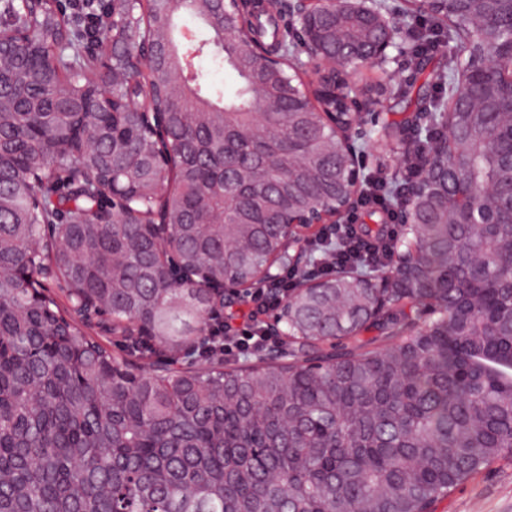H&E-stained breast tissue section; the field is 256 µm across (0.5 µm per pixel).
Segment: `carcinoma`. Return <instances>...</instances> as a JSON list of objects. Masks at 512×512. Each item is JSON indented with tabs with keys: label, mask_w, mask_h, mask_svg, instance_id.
I'll return each mask as SVG.
<instances>
[{
	"label": "carcinoma",
	"mask_w": 512,
	"mask_h": 512,
	"mask_svg": "<svg viewBox=\"0 0 512 512\" xmlns=\"http://www.w3.org/2000/svg\"><path fill=\"white\" fill-rule=\"evenodd\" d=\"M405 3L392 26L404 40L427 38L410 27L426 17L453 49L479 41L448 0ZM118 8L125 21L98 39L97 69L55 0L29 12L0 0V67L49 76L0 91V512H432L512 457L508 146L489 151L478 135L468 154L448 150L457 102L474 92L452 53L432 69L444 92L384 128L405 157L424 152L422 179L385 178L402 241L374 274L348 267L293 299L288 361L151 371L66 315L50 291L60 280L76 307L106 301L107 330L131 356L176 355L203 334L197 272L248 283L289 218L348 199L350 156L316 113L352 120L323 89L365 95L355 55L381 36L349 14L321 21L316 51L330 66L318 71L288 0ZM181 11L207 33L186 41ZM21 30L31 37L17 53ZM338 45L350 50L339 63ZM190 50L232 83L188 67ZM459 172L505 203L487 223L448 222L441 198ZM159 196L179 279L149 242Z\"/></svg>",
	"instance_id": "carcinoma-1"
}]
</instances>
